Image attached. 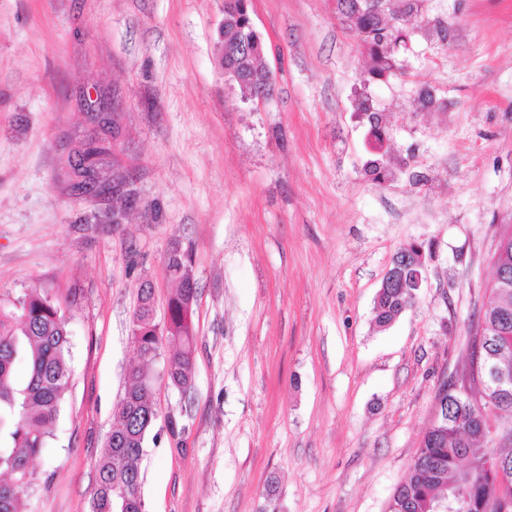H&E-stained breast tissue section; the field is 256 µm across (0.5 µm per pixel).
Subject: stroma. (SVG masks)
<instances>
[{
  "label": "stroma",
  "mask_w": 512,
  "mask_h": 512,
  "mask_svg": "<svg viewBox=\"0 0 512 512\" xmlns=\"http://www.w3.org/2000/svg\"><path fill=\"white\" fill-rule=\"evenodd\" d=\"M426 14L446 40L414 29L403 74L369 83L336 0H252L276 89L246 102L218 65L222 0H0V296L55 291L71 344L26 512H90L138 287L164 319L176 246L198 283L194 389L156 387L180 433L147 447L148 512H386L440 385L467 369L512 225V0ZM424 87L440 108H419ZM360 94L407 164L395 181L364 172ZM91 136L121 193L69 191L65 161ZM409 244L426 281L377 328ZM379 288H386L383 294L375 300V324L379 328H387L402 313L409 303V288L404 279L398 277L391 271L389 265Z\"/></svg>",
  "instance_id": "1"
}]
</instances>
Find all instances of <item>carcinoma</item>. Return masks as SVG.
<instances>
[{
  "label": "carcinoma",
  "instance_id": "cac0c4a2",
  "mask_svg": "<svg viewBox=\"0 0 512 512\" xmlns=\"http://www.w3.org/2000/svg\"><path fill=\"white\" fill-rule=\"evenodd\" d=\"M337 14L347 28L363 37L370 57L368 75L376 80L401 72L398 48L406 43L404 22L423 16L416 0H397L379 11L367 0H336ZM231 21L224 25V46L249 45L262 37L254 27L250 0H235ZM252 91L269 98L275 78L264 53L224 56ZM105 148L94 138L82 142L69 160L75 173L104 172ZM402 171L387 154H373L366 172L376 183ZM511 262L508 278L492 289L493 301L468 331L482 330L491 344L471 342L470 359L490 363L512 376V237L504 245ZM180 254L168 259L176 293L168 301L163 323L155 321L152 292L141 288L133 312V344L139 365L126 377L115 424L95 464L91 512H147L140 462L154 431L159 411L154 402L157 378L148 369L168 352L163 377L182 391L193 386L196 331L193 314L196 282L180 273ZM409 303V289L387 288L375 301V324L388 327ZM68 319L50 290L0 298V512H22L20 503L38 482L32 463L48 448L70 378ZM448 413L430 423L410 465L408 477L391 496L387 512H512V483L500 470H512V382L479 401L456 391L443 397ZM499 424L497 434L487 420Z\"/></svg>",
  "mask_w": 512,
  "mask_h": 512
}]
</instances>
